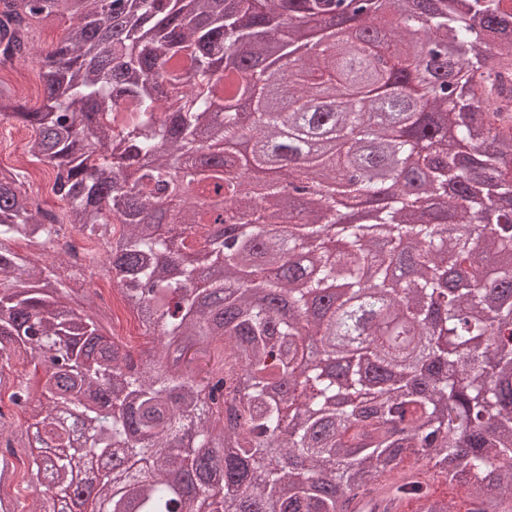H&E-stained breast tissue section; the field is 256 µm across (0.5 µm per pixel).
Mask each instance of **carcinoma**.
<instances>
[{"instance_id": "cac0c4a2", "label": "carcinoma", "mask_w": 512, "mask_h": 512, "mask_svg": "<svg viewBox=\"0 0 512 512\" xmlns=\"http://www.w3.org/2000/svg\"><path fill=\"white\" fill-rule=\"evenodd\" d=\"M69 0H0V70L35 59L43 105L30 109L0 79V122L33 128L28 152L52 174V191L67 208L57 216L25 189L26 171L0 168V389L31 412L20 433L0 422V481L11 473L16 449L29 453L34 508L55 512L56 501L77 491L88 454L117 462L98 478L95 498L104 512H350L361 489L379 486L417 502V512H454L405 468L426 459L451 488H467L466 512H512V290L483 288L484 280L512 282L503 258L512 250V170L488 181L471 173L496 170L512 158V130L497 126L494 152L466 154L484 134L476 115L495 122L512 113V8L504 0H384L389 13L431 11L426 31L445 51L423 55L399 48L415 33L385 16L373 36L322 26L308 67L267 74L276 32L283 47L300 38L299 22L314 10L334 12L344 0H264L242 14L237 0H77L63 38L45 52L35 46L32 22L51 23ZM236 55L250 72L216 75L212 59ZM388 56L385 71L368 60ZM430 79L451 98H417L400 106V128L385 136L371 123L365 90ZM249 115L243 127L234 113ZM256 134L284 159L304 152L307 163L282 166L268 182L277 198L281 180H307L366 159L402 182L398 199L378 197L373 238L361 224L344 231L356 252L341 261L323 238L336 223L335 193L321 198L322 223L303 222L301 235H265L267 214L237 183L236 157L196 180L182 169L201 142L238 145ZM428 139L433 149L414 152ZM256 215L229 224L226 268L248 257L269 298L249 290L226 293L224 278L164 260L173 225L179 249L209 250L204 197ZM162 198L169 222L140 221V203ZM493 207L497 236H472L467 225L486 221ZM122 224L112 231V218ZM106 245L126 307L162 348L178 359L223 346L221 363L204 372L172 368L162 357L134 358L118 336H106L81 307L76 266L59 267L14 250L25 239L50 254L71 237ZM382 268L376 286L394 294L397 317L418 332L408 349L373 342L346 358L337 337L361 336L381 313L376 302L349 305L366 277L364 262ZM340 286L338 305L315 307L326 288ZM50 360L54 370L38 392L3 372L20 360ZM416 373L407 386L395 376ZM196 436L207 459L189 443ZM51 471L52 483L41 482ZM192 479L186 490L167 480Z\"/></svg>"}]
</instances>
